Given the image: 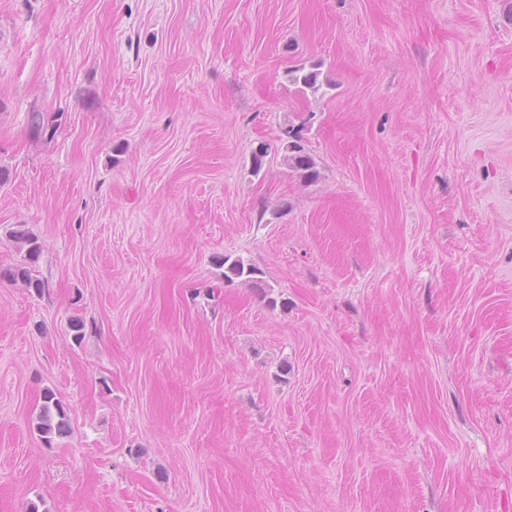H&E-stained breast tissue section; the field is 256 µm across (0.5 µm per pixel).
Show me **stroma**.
Masks as SVG:
<instances>
[{"label": "stroma", "mask_w": 512, "mask_h": 512, "mask_svg": "<svg viewBox=\"0 0 512 512\" xmlns=\"http://www.w3.org/2000/svg\"><path fill=\"white\" fill-rule=\"evenodd\" d=\"M0 168V512H512V0H0ZM320 72L315 65L306 70L304 66L295 67L288 71V81L294 85H299L304 91H310L313 95L318 94L323 88V83L319 79ZM287 139L283 140L281 150L284 152L283 160L291 168L301 172V176L308 181L319 178V172L315 168L312 157L306 152L302 144V137L298 131L288 130ZM11 237L14 240L17 250L24 252L21 262L6 268H0V280L21 282L29 290H33L41 296L49 292V283L33 276L31 264L35 263L41 253L42 245L39 239L23 224L15 225L11 229ZM218 266L224 267V280L233 282L234 279L244 278L258 290H263L262 278L257 277L261 271L251 264H245L242 259H234L230 262L229 256H222L217 259ZM41 405L35 418V428L47 445L52 438L68 433L69 419L67 411L59 398L51 389H44L40 397Z\"/></svg>", "instance_id": "35a3bbf8"}]
</instances>
